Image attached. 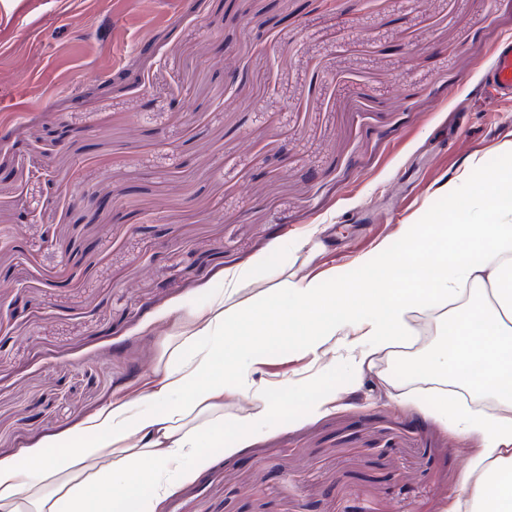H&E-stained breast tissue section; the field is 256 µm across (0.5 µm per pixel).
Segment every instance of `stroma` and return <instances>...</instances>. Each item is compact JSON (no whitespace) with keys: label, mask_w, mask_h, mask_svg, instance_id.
I'll list each match as a JSON object with an SVG mask.
<instances>
[{"label":"stroma","mask_w":512,"mask_h":512,"mask_svg":"<svg viewBox=\"0 0 512 512\" xmlns=\"http://www.w3.org/2000/svg\"><path fill=\"white\" fill-rule=\"evenodd\" d=\"M508 36L512 0H0V226L19 228L0 307L23 310L0 319V458L139 390L168 311L225 270L354 277L401 225L467 207L512 164V99L478 90ZM228 67L247 72L235 97ZM398 354L354 390L336 367L327 413L283 393L158 512H444L479 440L441 424Z\"/></svg>","instance_id":"stroma-1"}]
</instances>
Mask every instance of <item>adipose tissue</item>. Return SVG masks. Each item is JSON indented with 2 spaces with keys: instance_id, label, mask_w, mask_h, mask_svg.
Listing matches in <instances>:
<instances>
[{
  "instance_id": "1",
  "label": "adipose tissue",
  "mask_w": 512,
  "mask_h": 512,
  "mask_svg": "<svg viewBox=\"0 0 512 512\" xmlns=\"http://www.w3.org/2000/svg\"><path fill=\"white\" fill-rule=\"evenodd\" d=\"M386 271L383 287L368 276ZM357 278L284 277L265 265L268 288L242 296L252 274L188 310H172L163 353L145 385L81 416L69 433L0 459V512H157L175 488L209 463L207 443L235 452L280 413L281 391L307 393L336 363L351 384L372 358L418 340L425 312L447 307L448 336L417 370L445 373L452 386L492 399L473 407L435 402L454 434H479L445 512H512V167L487 172L473 209L429 215L401 227L400 245L359 261ZM293 343L315 369L271 381L264 366ZM246 408L225 415V398Z\"/></svg>"
}]
</instances>
